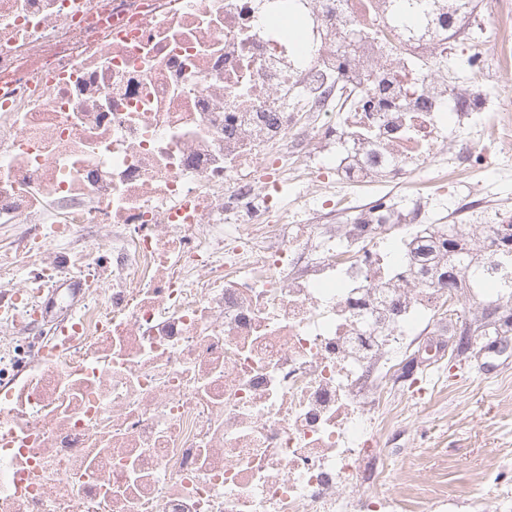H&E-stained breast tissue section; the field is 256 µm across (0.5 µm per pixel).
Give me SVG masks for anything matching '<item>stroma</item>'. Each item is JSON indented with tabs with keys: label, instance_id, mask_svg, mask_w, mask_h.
Listing matches in <instances>:
<instances>
[{
	"label": "stroma",
	"instance_id": "obj_1",
	"mask_svg": "<svg viewBox=\"0 0 512 512\" xmlns=\"http://www.w3.org/2000/svg\"><path fill=\"white\" fill-rule=\"evenodd\" d=\"M501 162L500 148L492 147L475 179L449 186V204L478 193L512 201V178H503ZM414 366L415 375L428 372L443 384L446 397L405 420L404 439L389 451L397 474L476 499L498 480L512 485V395L499 391L502 377L512 376V344L502 349L476 336L465 353L447 350L433 361L419 356Z\"/></svg>",
	"mask_w": 512,
	"mask_h": 512
}]
</instances>
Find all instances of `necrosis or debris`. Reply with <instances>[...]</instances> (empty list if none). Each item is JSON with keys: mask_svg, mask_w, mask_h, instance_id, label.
<instances>
[{"mask_svg": "<svg viewBox=\"0 0 512 512\" xmlns=\"http://www.w3.org/2000/svg\"><path fill=\"white\" fill-rule=\"evenodd\" d=\"M0 0V512H457L385 455L489 80L454 0ZM512 73V0H496ZM512 208L456 311L512 294ZM389 488L387 497L369 495Z\"/></svg>", "mask_w": 512, "mask_h": 512, "instance_id": "obj_1", "label": "necrosis or debris"}]
</instances>
